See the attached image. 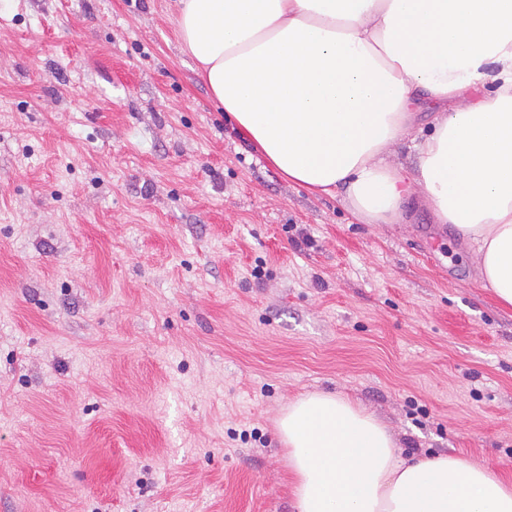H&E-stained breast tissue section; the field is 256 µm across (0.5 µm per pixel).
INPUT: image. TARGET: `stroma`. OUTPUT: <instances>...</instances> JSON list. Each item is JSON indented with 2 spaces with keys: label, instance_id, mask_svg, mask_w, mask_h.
Listing matches in <instances>:
<instances>
[{
  "label": "stroma",
  "instance_id": "35a3bbf8",
  "mask_svg": "<svg viewBox=\"0 0 512 512\" xmlns=\"http://www.w3.org/2000/svg\"><path fill=\"white\" fill-rule=\"evenodd\" d=\"M174 0H0V512H296L334 391L512 478V311L419 201L364 224L211 104Z\"/></svg>",
  "mask_w": 512,
  "mask_h": 512
}]
</instances>
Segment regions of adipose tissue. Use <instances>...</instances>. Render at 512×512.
<instances>
[{"mask_svg":"<svg viewBox=\"0 0 512 512\" xmlns=\"http://www.w3.org/2000/svg\"><path fill=\"white\" fill-rule=\"evenodd\" d=\"M176 35L264 159L365 224L419 198L476 247L512 310V0H178ZM428 132L414 130L420 108ZM411 141L412 169L398 162ZM297 512H512V479L451 455L402 458L348 397L278 421Z\"/></svg>","mask_w":512,"mask_h":512,"instance_id":"ef3b65f1","label":"adipose tissue"}]
</instances>
